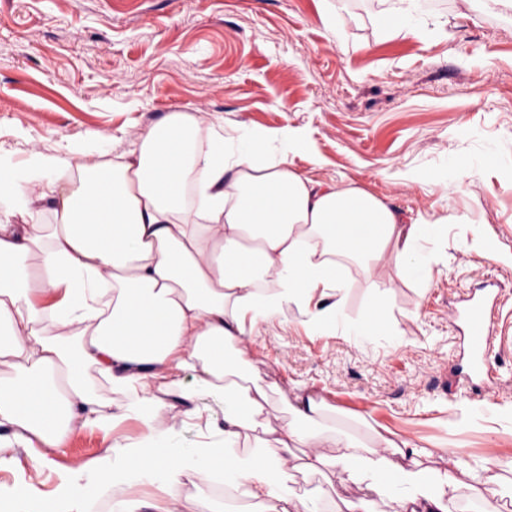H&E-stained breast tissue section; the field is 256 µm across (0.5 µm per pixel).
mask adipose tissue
<instances>
[{"instance_id": "obj_1", "label": "adipose tissue", "mask_w": 512, "mask_h": 512, "mask_svg": "<svg viewBox=\"0 0 512 512\" xmlns=\"http://www.w3.org/2000/svg\"><path fill=\"white\" fill-rule=\"evenodd\" d=\"M281 138L279 157L247 129L229 151L206 115L175 112L120 163L45 154L26 178L0 167V364L13 371L0 379V426L39 457L77 428L134 418L145 430L136 442L113 438L94 482L76 472L49 501L14 490L6 512H86L98 487L131 490L146 477L172 498L217 476L256 512H320L315 498L291 492L293 469L364 487L346 512H375L380 499L393 512H449L468 472L454 450L386 437L362 447L317 428L325 405L309 394L272 425L266 387L229 355L249 324L288 303L312 307L322 286L335 299L313 307V323L335 322V256L368 266L388 257L432 275L417 244L438 225L404 223L365 190L288 169V154L308 145L290 129ZM89 371L122 403L91 390ZM200 391L221 408L218 442L170 446L173 424L200 419Z\"/></svg>"}]
</instances>
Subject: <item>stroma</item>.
<instances>
[{
    "label": "stroma",
    "instance_id": "35a3bbf8",
    "mask_svg": "<svg viewBox=\"0 0 512 512\" xmlns=\"http://www.w3.org/2000/svg\"><path fill=\"white\" fill-rule=\"evenodd\" d=\"M385 5L0 0V163L21 174L37 153L115 160L172 112L204 113L229 139L243 127L303 130L313 151L289 157V169L442 228L424 246L431 279L340 259L335 324L315 326L293 303L257 322L241 350L245 371L271 387V418L288 417L305 391L325 400L323 427L364 446L385 434L457 448L512 483V348L493 350L488 375L465 384L468 333L454 319L464 299L488 292L512 323V15L482 0H424L416 35L393 37L376 23ZM379 297L389 329L355 336ZM117 434L135 442L145 430L135 420L114 434L78 429L39 461L0 429V456L15 461L0 470V493L23 482L53 498L61 475L96 461ZM223 506V487L179 489L177 512Z\"/></svg>",
    "mask_w": 512,
    "mask_h": 512
}]
</instances>
